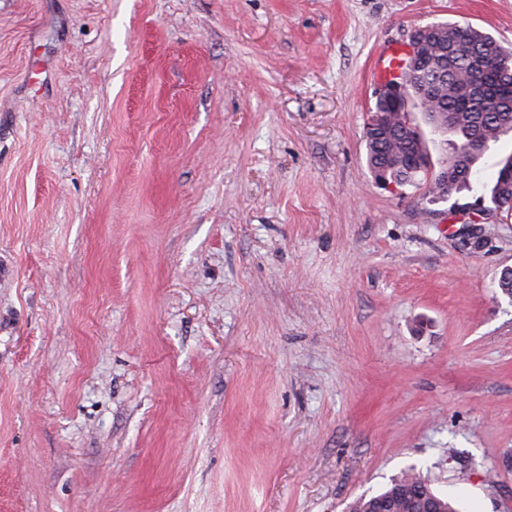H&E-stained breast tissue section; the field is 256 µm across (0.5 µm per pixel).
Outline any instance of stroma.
<instances>
[{
  "mask_svg": "<svg viewBox=\"0 0 512 512\" xmlns=\"http://www.w3.org/2000/svg\"><path fill=\"white\" fill-rule=\"evenodd\" d=\"M512 0H0V512H512V213L379 185L389 47ZM416 488L421 489L420 496L416 495ZM389 498L392 506L399 512H416L421 502L434 500L442 512H459L456 500L447 494L436 491L422 476L415 472L413 467L402 472L401 476L391 480L381 490L371 495H361L348 504L347 512L364 511L372 500Z\"/></svg>",
  "mask_w": 512,
  "mask_h": 512,
  "instance_id": "obj_1",
  "label": "stroma"
}]
</instances>
